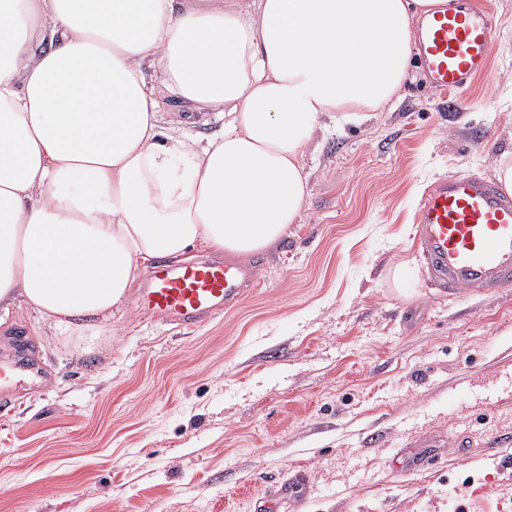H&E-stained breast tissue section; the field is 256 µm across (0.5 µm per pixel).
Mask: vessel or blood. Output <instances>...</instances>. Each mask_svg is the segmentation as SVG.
Wrapping results in <instances>:
<instances>
[{"instance_id": "vessel-or-blood-1", "label": "vessel or blood", "mask_w": 512, "mask_h": 512, "mask_svg": "<svg viewBox=\"0 0 512 512\" xmlns=\"http://www.w3.org/2000/svg\"><path fill=\"white\" fill-rule=\"evenodd\" d=\"M493 15L480 0H443L417 36L420 68L433 88L467 89L490 67ZM416 240L431 279L449 294L512 288V193L488 177L452 173L431 184L416 213ZM254 269L235 261L157 265L146 274L138 304L160 322L191 329L242 300ZM18 367L0 362V408L14 403ZM304 471L273 484L259 512H286L303 500Z\"/></svg>"}]
</instances>
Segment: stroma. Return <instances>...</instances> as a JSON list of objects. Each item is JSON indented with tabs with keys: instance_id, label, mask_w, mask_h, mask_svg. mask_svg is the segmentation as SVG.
Listing matches in <instances>:
<instances>
[{
	"instance_id": "obj_1",
	"label": "stroma",
	"mask_w": 512,
	"mask_h": 512,
	"mask_svg": "<svg viewBox=\"0 0 512 512\" xmlns=\"http://www.w3.org/2000/svg\"><path fill=\"white\" fill-rule=\"evenodd\" d=\"M487 3L468 91L414 64L368 123L315 137L300 214L235 310L180 332L131 300L88 352L0 313V360L37 359L0 411V512H256L297 469L288 512H512V447L489 445L512 438V288L449 295L413 243L431 182L512 164V0ZM423 443L434 462L407 469Z\"/></svg>"
}]
</instances>
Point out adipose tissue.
I'll return each instance as SVG.
<instances>
[{
    "label": "adipose tissue",
    "instance_id": "obj_1",
    "mask_svg": "<svg viewBox=\"0 0 512 512\" xmlns=\"http://www.w3.org/2000/svg\"><path fill=\"white\" fill-rule=\"evenodd\" d=\"M435 4L0 0V310L79 349L151 262L278 242L316 133L392 102ZM169 103L224 124L197 144Z\"/></svg>",
    "mask_w": 512,
    "mask_h": 512
}]
</instances>
